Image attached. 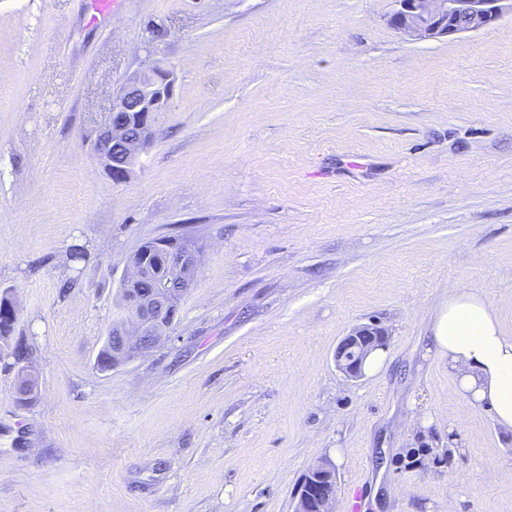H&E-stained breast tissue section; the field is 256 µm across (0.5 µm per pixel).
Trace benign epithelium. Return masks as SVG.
<instances>
[{"mask_svg":"<svg viewBox=\"0 0 512 512\" xmlns=\"http://www.w3.org/2000/svg\"><path fill=\"white\" fill-rule=\"evenodd\" d=\"M512 0H395L397 10L390 17L391 25L420 39L448 38L464 32L477 31L494 25L503 14V4ZM176 85L174 69L156 59L127 79L116 92L112 112L134 114L138 134L127 140L124 166L112 168L107 156L97 158L112 180L125 181L142 153L155 142V126L159 115L168 110ZM129 124L110 120L101 128L95 141L126 140ZM199 256L191 248L172 247L162 262L165 275H155L147 266L145 250L137 249L128 260L127 272L120 286L130 287L143 277L152 275L157 293L132 300L125 310L128 320L119 330L123 341L117 356L128 362L141 353L159 345L167 337L170 318L169 289L176 288L184 297L192 287V277ZM385 333L376 326H356L336 346V369L350 380L364 375L363 363L374 350L384 345ZM337 487L333 468L323 463L310 469L297 492L295 512H335Z\"/></svg>","mask_w":512,"mask_h":512,"instance_id":"obj_1","label":"benign epithelium"}]
</instances>
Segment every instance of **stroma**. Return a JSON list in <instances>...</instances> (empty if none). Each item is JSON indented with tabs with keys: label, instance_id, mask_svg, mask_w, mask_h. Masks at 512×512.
Here are the masks:
<instances>
[{
	"label": "stroma",
	"instance_id": "stroma-1",
	"mask_svg": "<svg viewBox=\"0 0 512 512\" xmlns=\"http://www.w3.org/2000/svg\"><path fill=\"white\" fill-rule=\"evenodd\" d=\"M396 8L0 0V292L38 377L19 403L0 361V512H293L324 459L336 512H512V431L427 354L452 290L512 336V15L423 40ZM156 58L173 102L116 183L91 145ZM184 231L168 340L99 371L129 256ZM365 324L384 365L350 380ZM385 333L376 326H356L336 346V369L350 380L364 375L363 363L367 356L384 345Z\"/></svg>",
	"mask_w": 512,
	"mask_h": 512
}]
</instances>
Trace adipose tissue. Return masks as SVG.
<instances>
[{
	"label": "adipose tissue",
	"instance_id": "adipose-tissue-1",
	"mask_svg": "<svg viewBox=\"0 0 512 512\" xmlns=\"http://www.w3.org/2000/svg\"><path fill=\"white\" fill-rule=\"evenodd\" d=\"M430 330L434 354L447 361L466 407L490 410L512 430V336L503 334L487 302L474 293L450 294Z\"/></svg>",
	"mask_w": 512,
	"mask_h": 512
}]
</instances>
